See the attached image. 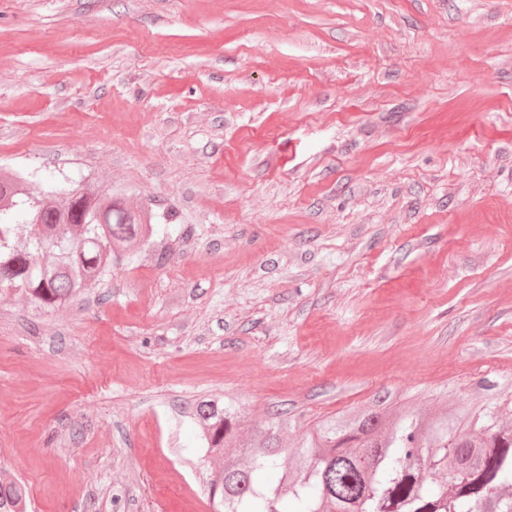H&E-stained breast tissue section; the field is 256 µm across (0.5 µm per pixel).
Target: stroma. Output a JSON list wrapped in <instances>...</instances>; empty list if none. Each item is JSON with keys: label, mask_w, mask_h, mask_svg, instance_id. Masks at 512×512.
<instances>
[{"label": "stroma", "mask_w": 512, "mask_h": 512, "mask_svg": "<svg viewBox=\"0 0 512 512\" xmlns=\"http://www.w3.org/2000/svg\"><path fill=\"white\" fill-rule=\"evenodd\" d=\"M0 169L163 217L62 308L0 290L32 512H215L202 397L288 442L512 399V0H0Z\"/></svg>", "instance_id": "stroma-1"}]
</instances>
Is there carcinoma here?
I'll list each match as a JSON object with an SVG mask.
<instances>
[{
    "label": "carcinoma",
    "instance_id": "carcinoma-1",
    "mask_svg": "<svg viewBox=\"0 0 512 512\" xmlns=\"http://www.w3.org/2000/svg\"><path fill=\"white\" fill-rule=\"evenodd\" d=\"M157 232L108 182L35 194L27 174L11 172L0 178V287L62 307ZM510 415L508 401L401 414L380 400L321 420L289 448L286 412L246 432L230 401L189 407L206 457L219 461L209 491L223 512H282L283 502L291 512H512ZM27 508V488L0 467V512Z\"/></svg>",
    "mask_w": 512,
    "mask_h": 512
}]
</instances>
